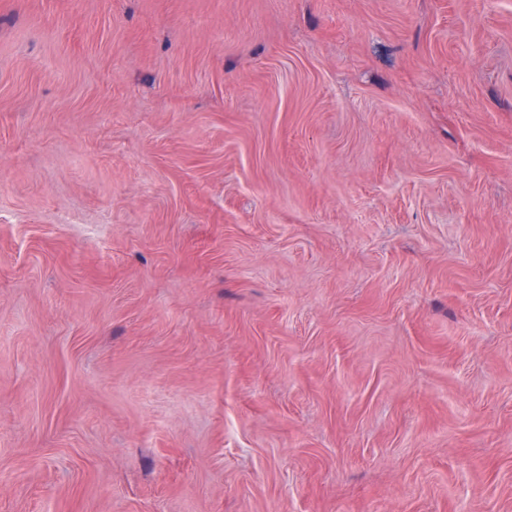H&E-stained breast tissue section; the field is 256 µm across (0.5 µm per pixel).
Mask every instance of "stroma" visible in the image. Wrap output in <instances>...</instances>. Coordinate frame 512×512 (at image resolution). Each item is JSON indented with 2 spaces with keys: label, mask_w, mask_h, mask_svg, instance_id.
Listing matches in <instances>:
<instances>
[{
  "label": "stroma",
  "mask_w": 512,
  "mask_h": 512,
  "mask_svg": "<svg viewBox=\"0 0 512 512\" xmlns=\"http://www.w3.org/2000/svg\"><path fill=\"white\" fill-rule=\"evenodd\" d=\"M0 512H512V0H0Z\"/></svg>",
  "instance_id": "stroma-1"
}]
</instances>
